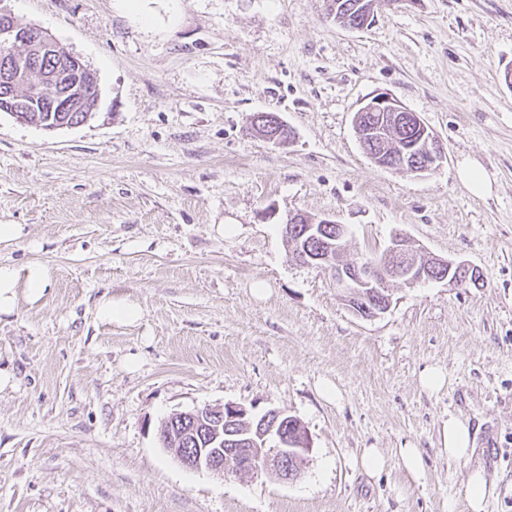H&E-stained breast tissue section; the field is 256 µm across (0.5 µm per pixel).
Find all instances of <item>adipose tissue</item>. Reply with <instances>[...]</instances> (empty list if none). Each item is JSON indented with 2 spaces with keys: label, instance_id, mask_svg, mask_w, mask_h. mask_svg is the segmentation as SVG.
I'll return each instance as SVG.
<instances>
[{
  "label": "adipose tissue",
  "instance_id": "adipose-tissue-1",
  "mask_svg": "<svg viewBox=\"0 0 512 512\" xmlns=\"http://www.w3.org/2000/svg\"><path fill=\"white\" fill-rule=\"evenodd\" d=\"M51 283L52 272L42 263L32 262L21 269L0 263V316L13 314L19 299L32 304L39 302Z\"/></svg>",
  "mask_w": 512,
  "mask_h": 512
}]
</instances>
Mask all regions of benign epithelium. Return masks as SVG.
<instances>
[{"label": "benign epithelium", "instance_id": "1", "mask_svg": "<svg viewBox=\"0 0 512 512\" xmlns=\"http://www.w3.org/2000/svg\"><path fill=\"white\" fill-rule=\"evenodd\" d=\"M7 0H0V43L19 49L5 60V70L0 76L15 84L28 82L35 60L42 56H58L63 64L51 84L58 85L60 92L48 91L42 94L41 107L45 112H84L91 117L99 101L98 94L87 92L86 85L72 77L88 71L82 60L63 50L58 43L42 29L29 25H19L13 20ZM371 113V120L364 130L356 131L362 147L374 144L385 138L387 131L414 130L421 134L420 139L411 144L398 141L393 145L389 158V168L423 174L432 170L446 159L444 148L424 120L416 112L402 107L386 93H377L361 103L354 113V125H359L363 113ZM249 130L258 138L274 143L279 133L265 123L262 114L253 116ZM288 223L304 225L303 233H314L319 224H334L329 215L312 217L301 212L288 215ZM297 261L306 266L324 268L332 272L337 287L346 293L352 309L363 318H374L389 308L391 294L388 281L399 278L408 285L431 279V272L419 266L418 261L404 250L402 238L397 236L385 250L383 259H367L360 263H345L335 258L340 252L339 245L325 244L318 251L298 249ZM435 265L444 267L447 272L439 280L458 286L469 282L470 275H478L464 263L450 259L436 258ZM249 411L238 404L227 403L221 412L208 407L195 408L170 414L166 420L177 423L191 422L206 434L209 448H171L169 452L184 467L193 470L206 469L222 472L226 466L234 464L240 473L272 471L278 478L289 481L297 478L311 450L310 440L305 429L296 425L291 435L283 433L278 421L280 412L270 410L259 417H252L251 423L258 424V432H235Z\"/></svg>", "mask_w": 512, "mask_h": 512}]
</instances>
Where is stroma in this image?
I'll return each mask as SVG.
<instances>
[{
    "mask_svg": "<svg viewBox=\"0 0 512 512\" xmlns=\"http://www.w3.org/2000/svg\"><path fill=\"white\" fill-rule=\"evenodd\" d=\"M10 7L83 60L100 100L55 131L0 112V224L25 228L0 262L53 275L39 304L0 318V512H469L479 467L484 512H512V0H380L359 30L327 20L325 0ZM378 92L437 135L436 169L367 157L353 116ZM258 112L293 137L251 136ZM469 165L485 193L461 179ZM297 211L344 225L347 260L399 235L482 279L396 282L362 318L293 260L281 228ZM105 294L141 320H99ZM430 368L445 376L433 392ZM227 403L300 421L298 479L190 470L160 444L171 413ZM452 416L475 432L470 461L443 452ZM366 448L386 458L378 475L356 463ZM486 478L482 469H475L469 477L468 509L483 512Z\"/></svg>",
    "mask_w": 512,
    "mask_h": 512,
    "instance_id": "35a3bbf8",
    "label": "stroma"
}]
</instances>
